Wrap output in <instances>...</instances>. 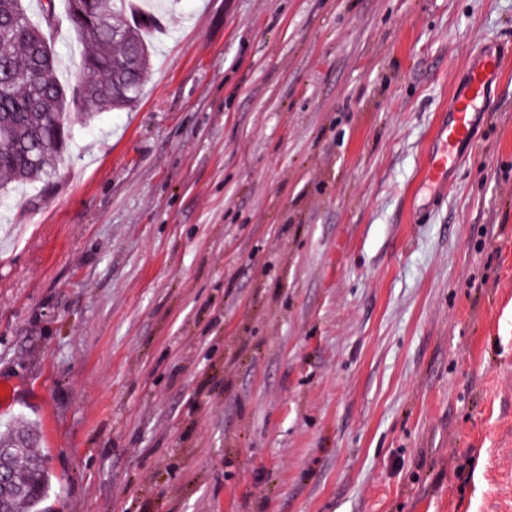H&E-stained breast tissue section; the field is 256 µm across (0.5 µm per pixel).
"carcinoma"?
Wrapping results in <instances>:
<instances>
[{"mask_svg": "<svg viewBox=\"0 0 512 512\" xmlns=\"http://www.w3.org/2000/svg\"><path fill=\"white\" fill-rule=\"evenodd\" d=\"M41 23L22 0H0V175L14 182L49 177L70 137L71 109L81 101L102 111L131 105L150 63L145 33L152 14L126 18L127 0H91L95 23L73 20L84 47L77 89L56 77L57 59L44 32L55 0L40 2ZM35 433L24 425L0 432L13 491L0 495V512H32L50 488L44 459L32 451Z\"/></svg>", "mask_w": 512, "mask_h": 512, "instance_id": "carcinoma-1", "label": "carcinoma"}]
</instances>
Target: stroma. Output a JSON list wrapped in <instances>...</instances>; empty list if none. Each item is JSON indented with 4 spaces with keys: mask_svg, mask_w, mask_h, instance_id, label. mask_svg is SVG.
<instances>
[{
    "mask_svg": "<svg viewBox=\"0 0 512 512\" xmlns=\"http://www.w3.org/2000/svg\"><path fill=\"white\" fill-rule=\"evenodd\" d=\"M61 83L81 47L56 0ZM129 108L0 194V425L39 512H512V0H173ZM511 56L512 46H501L486 50L467 63L464 88L454 92L448 114L433 136L421 180L422 188L427 186L439 193L448 186L461 159L462 147L472 142L477 117L490 112L491 86L501 78ZM34 440V431L24 425H9L0 432V453L13 481V491L0 495V512H31L50 488L45 461L32 451ZM10 473L0 457V493L11 490Z\"/></svg>",
    "mask_w": 512,
    "mask_h": 512,
    "instance_id": "stroma-1",
    "label": "stroma"
}]
</instances>
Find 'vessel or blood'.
<instances>
[{
    "instance_id": "b4317fda",
    "label": "vessel or blood",
    "mask_w": 512,
    "mask_h": 512,
    "mask_svg": "<svg viewBox=\"0 0 512 512\" xmlns=\"http://www.w3.org/2000/svg\"><path fill=\"white\" fill-rule=\"evenodd\" d=\"M511 60L512 46H502L486 50L467 63L465 85L454 92L448 112L433 136L422 185L436 193L447 187L461 159L462 147L473 139L477 117L488 115L491 109L492 84L501 78Z\"/></svg>"
}]
</instances>
